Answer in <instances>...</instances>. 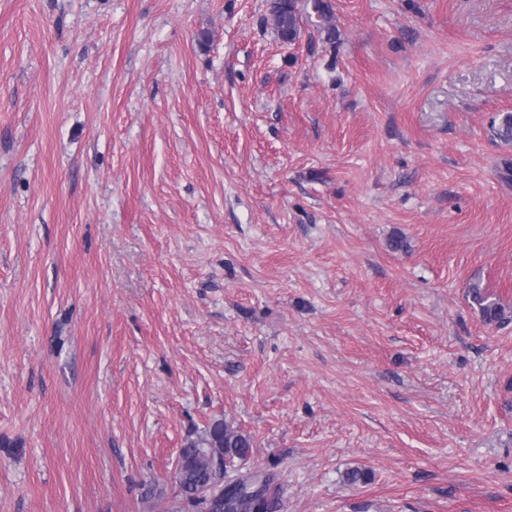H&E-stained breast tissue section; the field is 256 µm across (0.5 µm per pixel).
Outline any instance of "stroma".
Returning <instances> with one entry per match:
<instances>
[{
  "instance_id": "obj_1",
  "label": "stroma",
  "mask_w": 512,
  "mask_h": 512,
  "mask_svg": "<svg viewBox=\"0 0 512 512\" xmlns=\"http://www.w3.org/2000/svg\"><path fill=\"white\" fill-rule=\"evenodd\" d=\"M270 2L0 0V512H512V0ZM271 14L275 30L282 40L287 37L293 39L295 35H300L301 25L297 0L273 1ZM253 440L249 434L223 420L209 424L201 434L187 440L181 449V463L177 480V495L168 512H183V504L199 508L195 495L213 483L224 484L221 473L214 467L217 455L224 456V467L234 468L235 460L243 461L251 455ZM235 472L234 476L238 479L224 490L222 499L213 501L209 512H256L255 510L259 508V494L254 489L261 486V493L265 489L271 491L274 480L272 474L260 471L242 473L236 470ZM264 508L267 509L264 512H281L282 504L279 496L271 491Z\"/></svg>"
}]
</instances>
